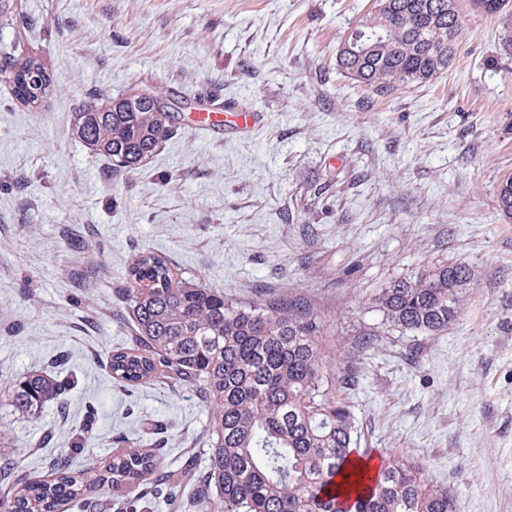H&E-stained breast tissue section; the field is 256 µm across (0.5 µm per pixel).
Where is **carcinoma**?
<instances>
[{
    "instance_id": "1",
    "label": "carcinoma",
    "mask_w": 512,
    "mask_h": 512,
    "mask_svg": "<svg viewBox=\"0 0 512 512\" xmlns=\"http://www.w3.org/2000/svg\"><path fill=\"white\" fill-rule=\"evenodd\" d=\"M475 12L502 21L501 43L512 52V0H469ZM460 0H375L374 10L351 30L336 57L348 77L389 94L448 71L462 30ZM14 99L40 110L53 77L35 56L0 66ZM166 99L151 93L95 100L75 113L77 137L116 170L134 172L174 133ZM500 213L512 219V176L497 187ZM171 262L142 253L127 272V299L136 336L112 350V377L144 385L166 372L197 388L209 408V469L182 474L194 483L206 512H457L451 490L427 483L424 468L394 452L379 453L376 483L364 471L345 470L353 453L357 418L340 395L355 375H341L326 355L336 335L324 314L306 302L271 295L257 304L224 299L200 283L174 281ZM471 266L441 262L395 279L371 304L383 325L424 336L448 329L462 314L473 285ZM65 388L47 374L16 383L9 405L36 416ZM151 484L176 497L171 479L150 451L129 450L81 473L68 459L52 464V479L9 488L0 512H69L76 500L102 512L110 491Z\"/></svg>"
}]
</instances>
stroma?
<instances>
[{"instance_id": "35a3bbf8", "label": "stroma", "mask_w": 512, "mask_h": 512, "mask_svg": "<svg viewBox=\"0 0 512 512\" xmlns=\"http://www.w3.org/2000/svg\"><path fill=\"white\" fill-rule=\"evenodd\" d=\"M0 62L40 55L49 106L0 82V435L11 483L46 479L59 453L79 472L132 448L177 470L204 448L208 408L169 378L115 381L129 342L125 288L144 251L239 302L300 296L342 328L358 446L426 465L457 512H512V56L498 17L463 10L457 56L425 84L382 95L344 76L336 53L372 0H0ZM215 90L219 99L181 107ZM174 101L175 132L134 173L72 133L91 97ZM261 115L207 135L200 107ZM474 270L462 317L435 336L385 329L379 288L424 265ZM375 333L364 345L362 331ZM34 371L70 382L67 408L19 416L6 398ZM136 491L112 495L125 512ZM141 499L142 512H201Z\"/></svg>"}]
</instances>
